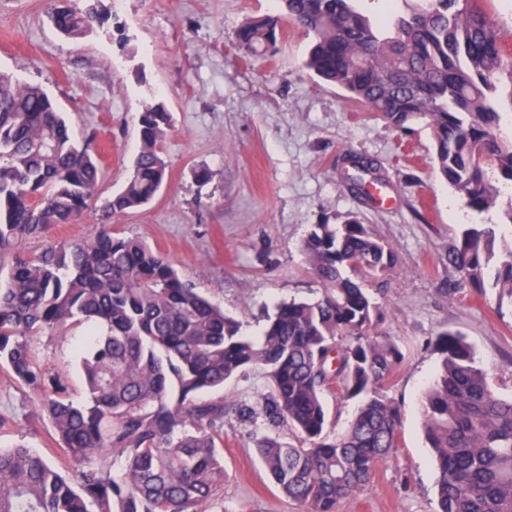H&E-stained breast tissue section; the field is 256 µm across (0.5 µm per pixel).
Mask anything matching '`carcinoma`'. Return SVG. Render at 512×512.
I'll use <instances>...</instances> for the list:
<instances>
[{
  "instance_id": "1",
  "label": "carcinoma",
  "mask_w": 512,
  "mask_h": 512,
  "mask_svg": "<svg viewBox=\"0 0 512 512\" xmlns=\"http://www.w3.org/2000/svg\"><path fill=\"white\" fill-rule=\"evenodd\" d=\"M391 19L355 0H281L284 14L246 20V52L275 50L288 20L310 38L306 66L392 127L421 122L432 133L441 178L474 211L498 205L512 185V52L483 0H402ZM48 16L77 39L101 21L50 0ZM140 148L125 187L103 200L107 214L153 200L167 179L163 142L172 128L161 103L138 117ZM352 189L364 190L371 159L351 156ZM98 156L73 137L57 102L38 86L0 73V367L40 396L63 464L23 445L0 448V512H203L224 487V398H204L247 370L266 377L265 425L300 434L305 445L255 438L280 491L305 512H336L362 490L399 445L400 407L384 383L402 362L379 334L369 284L395 267L396 252L368 224H313L301 251L322 283L313 301L274 307L261 336L184 280L146 244L101 224L80 242H53L33 256L25 241L77 222L98 196ZM464 283L483 287L494 268L499 302L512 305V237L495 225L464 228L448 248ZM88 323L79 354L84 399L62 375L42 369L33 337ZM440 361L421 398L422 430L437 473L436 512H512V398L493 389L474 347L459 332L436 339ZM356 403L340 433L328 432L326 397ZM122 462L112 474V459Z\"/></svg>"
}]
</instances>
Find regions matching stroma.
<instances>
[{
	"mask_svg": "<svg viewBox=\"0 0 512 512\" xmlns=\"http://www.w3.org/2000/svg\"><path fill=\"white\" fill-rule=\"evenodd\" d=\"M97 5L107 21L84 38L59 34L47 0H0V72L46 91L77 141L103 158L101 192L127 181L140 146L137 117L163 102L173 117L164 145L168 179L149 205L105 216L88 210L73 224L28 240L78 241L109 223L168 256L186 280L260 335L264 308L309 300L322 286L300 250L310 225L356 217L392 244L397 264L375 291L379 331L404 358L387 383L401 407V441L370 485L336 512H435L436 472L421 433L420 399L445 330L462 332L497 391L512 395V306L494 288L449 299L458 272L448 247L468 224L512 233L497 210L477 213L438 177L433 140L416 124L399 131L304 66L309 39L285 24L274 55L254 57L235 32L248 18L278 12L277 0H71ZM375 163L355 194L350 155ZM207 170V181L196 173ZM86 326L48 332L33 347L42 368L81 393L79 351ZM265 379L252 371L224 387V490L205 512H303L283 495L255 451L263 422H240L239 402L261 410ZM0 444L23 443L50 461L62 454L39 400L0 373Z\"/></svg>",
	"mask_w": 512,
	"mask_h": 512,
	"instance_id": "35a3bbf8",
	"label": "stroma"
}]
</instances>
